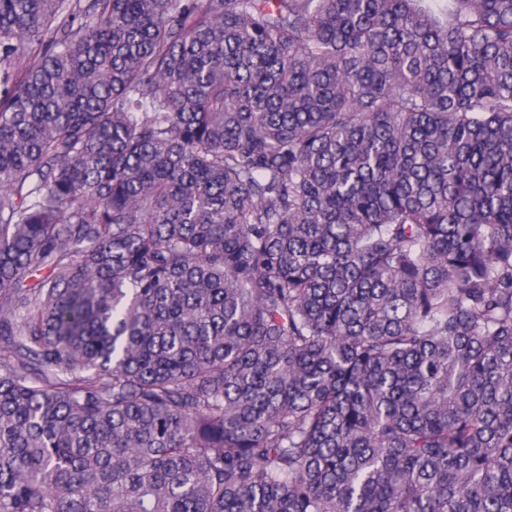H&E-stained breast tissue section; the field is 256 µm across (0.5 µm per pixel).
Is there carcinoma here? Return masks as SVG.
I'll use <instances>...</instances> for the list:
<instances>
[{
  "instance_id": "obj_1",
  "label": "carcinoma",
  "mask_w": 512,
  "mask_h": 512,
  "mask_svg": "<svg viewBox=\"0 0 512 512\" xmlns=\"http://www.w3.org/2000/svg\"><path fill=\"white\" fill-rule=\"evenodd\" d=\"M0 512H512V0H0Z\"/></svg>"
}]
</instances>
